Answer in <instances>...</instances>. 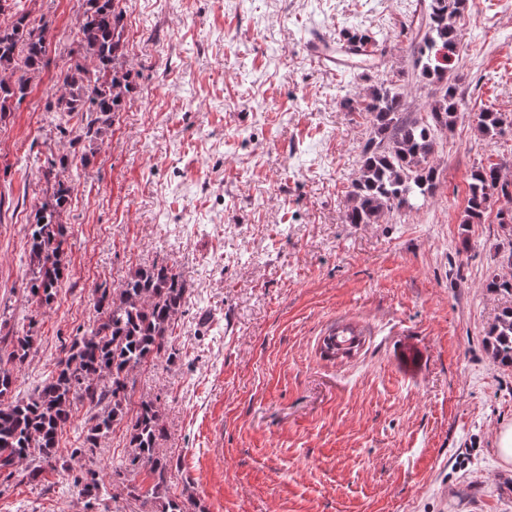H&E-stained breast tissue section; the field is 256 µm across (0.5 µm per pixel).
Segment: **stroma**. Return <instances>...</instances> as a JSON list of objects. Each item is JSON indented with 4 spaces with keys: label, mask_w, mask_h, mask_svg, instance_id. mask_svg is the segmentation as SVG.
<instances>
[{
    "label": "stroma",
    "mask_w": 512,
    "mask_h": 512,
    "mask_svg": "<svg viewBox=\"0 0 512 512\" xmlns=\"http://www.w3.org/2000/svg\"><path fill=\"white\" fill-rule=\"evenodd\" d=\"M81 4L26 0L51 44L0 122V336L28 324L38 336L17 392L91 326L98 286L167 259L190 295L172 360L136 371L134 395L160 406L171 494L208 512H512V465L496 449L512 426V368L482 343L512 304L487 287L512 241L497 218L512 196L463 221L473 167L501 164L512 182V126L489 143L472 124L486 107L512 117V0H468L452 70L467 116L436 141L434 195L381 224L344 221L370 123L343 102L383 82L409 111L430 101L404 34L421 0H121L131 92L63 216L59 296L36 310L25 260L41 169L71 149L47 95ZM316 30L376 35L380 58L324 72L305 52ZM342 323L366 341L331 362L322 338ZM132 455L119 428L71 458L103 479L93 502L69 468L1 472L0 512H149L127 493L154 482Z\"/></svg>",
    "instance_id": "stroma-1"
}]
</instances>
